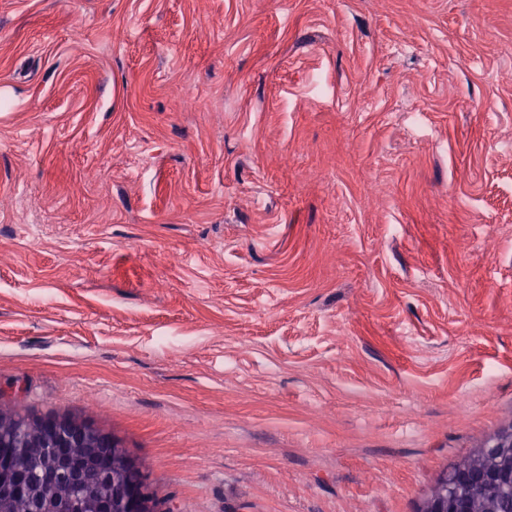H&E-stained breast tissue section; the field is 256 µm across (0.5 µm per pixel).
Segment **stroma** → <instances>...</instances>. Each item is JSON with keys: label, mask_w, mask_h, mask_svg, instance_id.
<instances>
[{"label": "stroma", "mask_w": 512, "mask_h": 512, "mask_svg": "<svg viewBox=\"0 0 512 512\" xmlns=\"http://www.w3.org/2000/svg\"><path fill=\"white\" fill-rule=\"evenodd\" d=\"M0 96V402L166 512H420L512 428V0H0Z\"/></svg>", "instance_id": "1"}]
</instances>
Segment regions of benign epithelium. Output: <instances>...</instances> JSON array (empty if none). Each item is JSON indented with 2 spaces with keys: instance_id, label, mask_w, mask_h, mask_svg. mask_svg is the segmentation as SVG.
<instances>
[{
  "instance_id": "1",
  "label": "benign epithelium",
  "mask_w": 512,
  "mask_h": 512,
  "mask_svg": "<svg viewBox=\"0 0 512 512\" xmlns=\"http://www.w3.org/2000/svg\"><path fill=\"white\" fill-rule=\"evenodd\" d=\"M42 446L48 454L56 456L55 466L72 476L83 479V474L72 470V462L65 455L71 448H80L87 455L106 442L111 447L112 460H122L125 468L113 476L114 490L110 497H98L89 493L83 512H154V500L145 477L133 463L127 462L124 449L112 441L102 430L89 423L67 416L55 415L43 419ZM25 444L0 438V484L15 497H24L29 487L24 468L19 465L21 448ZM503 448H512V429L481 445L475 452L476 469L462 476L443 477L433 487L426 512H468L469 502L462 487L473 483L512 485V468L495 467L487 460Z\"/></svg>"
}]
</instances>
